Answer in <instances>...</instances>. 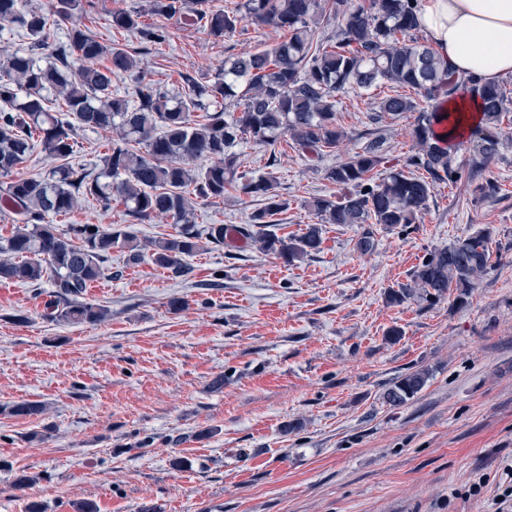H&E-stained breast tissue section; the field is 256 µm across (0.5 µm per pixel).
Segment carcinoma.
<instances>
[{
    "instance_id": "carcinoma-1",
    "label": "carcinoma",
    "mask_w": 512,
    "mask_h": 512,
    "mask_svg": "<svg viewBox=\"0 0 512 512\" xmlns=\"http://www.w3.org/2000/svg\"><path fill=\"white\" fill-rule=\"evenodd\" d=\"M80 2L50 0L43 10L28 7L26 0H0V28L15 25L30 40L27 51L0 57V176L11 178L0 184V202L16 215L11 234L0 237V282L49 281L43 316L52 322L107 319L110 310L87 301V288L106 276L103 263L113 249L129 252L133 262L144 249L118 226L71 224L60 230L47 221L70 213L81 198L91 197L105 209L118 201L139 222L155 215L171 218L176 234L150 242L149 248L152 261L176 277L190 274L184 257L206 243L224 245V225L211 224L203 235L196 230L195 199L222 200L231 188L262 201L243 235L263 250L287 263L319 251V224L294 236L266 232L288 201L276 191L270 172L236 178L233 148L243 139L274 146L288 137L297 150L321 156L345 139L336 104L350 89L388 84L414 91L390 95L379 108L393 117L418 113L415 148L401 168L380 177L374 176L382 162L379 139L326 170V179L342 193L310 202L320 224H414L435 185L461 179L455 151H467L475 165L499 152L508 103L501 86L457 74L420 41L417 0H242L233 9L212 8V0H194L192 6L187 0H149L146 9L112 11V27L137 33L146 51L168 38L166 26L142 23L147 11L177 23L190 12L208 35L221 40L242 22L288 33L269 49L225 59L224 68L205 83L186 80L187 90L176 96L146 80L127 50L104 45L76 23L65 41L51 42V22L72 20ZM327 17L337 23L335 38H314ZM114 75L137 83V102L112 95ZM462 92L478 100L481 118L463 137L455 135L457 118L448 115L444 149L433 129L439 121L435 108ZM60 112L72 120L59 118ZM79 128L119 131L96 175L70 162ZM37 148L54 166L40 177H12ZM489 241V234L480 233L429 254L413 272L414 287L435 299L452 290L466 294L491 267ZM427 378L423 370L402 375L387 389L386 401L406 403ZM10 412L38 416L45 405L17 403Z\"/></svg>"
}]
</instances>
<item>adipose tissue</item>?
Here are the masks:
<instances>
[{
    "mask_svg": "<svg viewBox=\"0 0 512 512\" xmlns=\"http://www.w3.org/2000/svg\"><path fill=\"white\" fill-rule=\"evenodd\" d=\"M418 19L457 73L512 74V0H421Z\"/></svg>",
    "mask_w": 512,
    "mask_h": 512,
    "instance_id": "1",
    "label": "adipose tissue"
}]
</instances>
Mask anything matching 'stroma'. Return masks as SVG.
<instances>
[{"mask_svg":"<svg viewBox=\"0 0 512 512\" xmlns=\"http://www.w3.org/2000/svg\"><path fill=\"white\" fill-rule=\"evenodd\" d=\"M146 3L83 0L73 19L172 93L286 37L244 22L218 41L172 23L145 52L136 33L113 31L111 12ZM383 95L341 96L347 139L316 163L284 143L235 146L239 174L273 172L288 201L277 235L316 223L310 201L340 193L327 169L372 139L384 140L383 172L413 152L415 113L371 121ZM501 130L491 162L456 153L461 179L435 186L416 224H327L320 252L291 264L228 241L188 256L191 274L176 277L150 256L113 250L112 278L87 295L110 311L98 324L45 319L48 284L0 283V512L33 501L73 512L85 500L98 512H495L512 485V108ZM486 182L495 190L484 196ZM257 207L231 190L197 202L196 227H245ZM54 223L116 224L144 244L177 231L167 217L133 221L92 199ZM480 231L491 236V267L468 294L432 303L413 289L389 301L431 252ZM417 369L428 373L421 392L388 404L391 382ZM26 401L45 413L9 414ZM22 473L32 481L18 490Z\"/></svg>","mask_w":512,"mask_h":512,"instance_id":"stroma-1","label":"stroma"}]
</instances>
